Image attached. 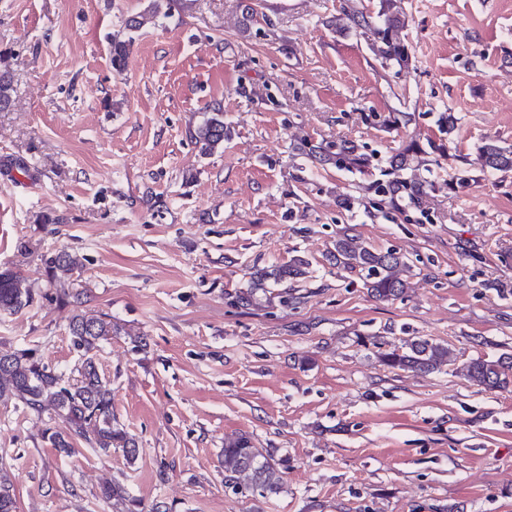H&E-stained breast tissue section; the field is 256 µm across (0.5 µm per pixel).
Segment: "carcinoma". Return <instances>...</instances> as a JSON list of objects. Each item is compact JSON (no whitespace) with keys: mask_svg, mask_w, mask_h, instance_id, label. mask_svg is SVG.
Instances as JSON below:
<instances>
[{"mask_svg":"<svg viewBox=\"0 0 512 512\" xmlns=\"http://www.w3.org/2000/svg\"><path fill=\"white\" fill-rule=\"evenodd\" d=\"M170 10V0H152L149 9L124 20V37H112V67L120 72L126 62L134 34L145 24L156 20L163 11ZM383 24L377 26L372 16L359 7L357 0H341L336 21L340 26L362 33L370 32L380 42L379 51L384 63L409 64L407 45L399 38V31L406 26L405 16L399 12L381 10ZM12 76L10 70L0 68V111L12 102ZM195 143L204 155L212 154L224 145V112L216 108L193 133ZM418 147L411 142L388 160L390 171L396 178L376 186L385 196L386 204L396 210L403 202L415 206L434 188L432 182L413 173L408 177L400 172L409 169L410 155ZM313 162L334 164L336 168L367 175L374 168V155L362 152L352 141H340L327 148L314 146L306 152ZM477 165L483 173H508L512 171V144L488 138L478 147ZM327 259L336 268L360 276L362 285L373 299L393 302L406 297L410 282L403 272L411 269L407 256L395 248L376 249L366 244L353 229L346 228L336 235ZM49 285L59 289L67 302L78 308L83 304V293L66 290V281L77 268L76 259L61 250L43 259ZM309 262L295 257L285 265L271 269H257L250 275L246 287L236 292L235 303L242 306L257 304L260 295L267 293L268 282L288 286L301 278ZM33 291L20 272L10 268L0 270V311L18 314L30 307ZM70 344L77 354L73 375L64 377L50 369L37 351L23 349L0 355V398L9 396L23 408L43 414L52 410L64 429L48 428L44 439L65 456L76 452L75 444L81 442L103 453L114 448L122 449L127 461L132 463L138 455L133 437L128 435L112 414V383L99 369L97 353L101 345L119 332L112 323V316L103 314L88 318L77 311L69 326ZM379 361L392 369L415 373H432L444 366L455 364L456 357L448 346L427 338L413 337L400 342L374 340ZM512 356L501 355L496 359L478 357L458 367V372L487 391L505 390L512 385ZM224 467V487L232 491H247L254 496L270 499L283 488L285 460L277 459L267 449L258 448L251 438L239 434L224 440L220 455ZM102 497L112 501L113 512H135L137 501L124 486L106 484L101 488ZM0 512H17L15 485L7 468L0 466Z\"/></svg>","mask_w":512,"mask_h":512,"instance_id":"1","label":"carcinoma"}]
</instances>
